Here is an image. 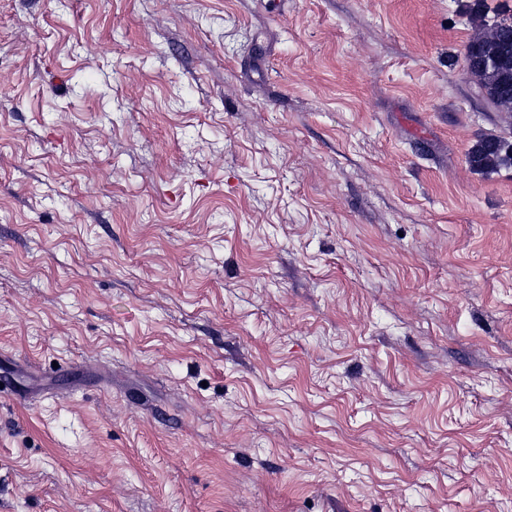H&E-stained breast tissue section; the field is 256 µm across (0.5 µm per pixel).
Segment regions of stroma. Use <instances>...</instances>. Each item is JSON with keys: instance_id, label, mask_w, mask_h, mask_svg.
Masks as SVG:
<instances>
[{"instance_id": "stroma-1", "label": "stroma", "mask_w": 512, "mask_h": 512, "mask_svg": "<svg viewBox=\"0 0 512 512\" xmlns=\"http://www.w3.org/2000/svg\"><path fill=\"white\" fill-rule=\"evenodd\" d=\"M0 0V512H512V140L467 0ZM470 168L491 172L501 167H512V142L495 135H480L466 154Z\"/></svg>"}]
</instances>
